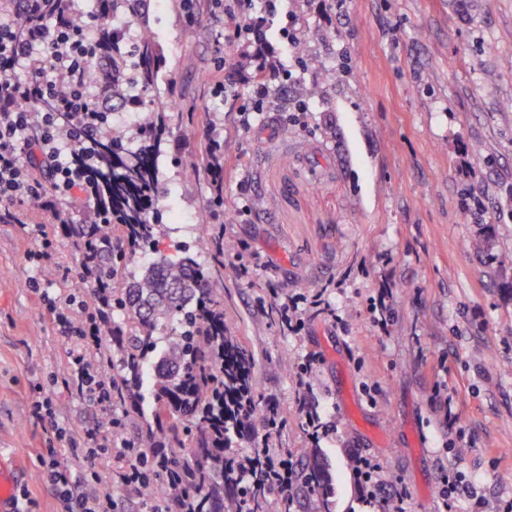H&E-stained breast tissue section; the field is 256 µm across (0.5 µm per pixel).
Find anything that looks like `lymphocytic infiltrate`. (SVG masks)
I'll list each match as a JSON object with an SVG mask.
<instances>
[{
	"label": "lymphocytic infiltrate",
	"mask_w": 512,
	"mask_h": 512,
	"mask_svg": "<svg viewBox=\"0 0 512 512\" xmlns=\"http://www.w3.org/2000/svg\"><path fill=\"white\" fill-rule=\"evenodd\" d=\"M5 2L15 20L0 23V68L19 69L23 75L0 78V206L27 198L53 213L74 192L94 193L92 172L99 161L94 146L103 131L104 110L84 84L83 66L108 35L99 33L93 43L83 38L73 24L78 0H61L48 22L38 15L41 0ZM225 15L241 47L231 77L261 74L257 92L265 94L268 80L280 72L263 43V14H253L252 0H231ZM47 99L53 100V110L37 111ZM40 301L61 335L71 340L69 385L78 396L110 408L112 381L91 362L101 343L100 316L86 311L74 317L45 293Z\"/></svg>",
	"instance_id": "obj_1"
}]
</instances>
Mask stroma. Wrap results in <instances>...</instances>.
Listing matches in <instances>:
<instances>
[{"label":"stroma","instance_id":"35a3bbf8","mask_svg":"<svg viewBox=\"0 0 512 512\" xmlns=\"http://www.w3.org/2000/svg\"><path fill=\"white\" fill-rule=\"evenodd\" d=\"M282 0L267 37L288 70L286 91L256 101L252 85L224 78L236 39L222 0H143L163 63L160 90L192 111L191 134L169 122L156 197L168 229L159 248L177 257L213 222L200 178L181 160L224 146V239L252 255L238 275L224 255L215 287L224 325L254 360L255 395L284 424L235 437L236 455L267 448L294 471L320 462L332 512H384L354 475L352 452L379 459L408 512H436L447 468L489 506L512 498V0ZM294 23L316 66H304L279 31ZM337 79L303 95L320 69ZM259 105L243 120L242 109ZM0 221V462L18 481L20 512H79L41 460L57 449L73 478L94 475L113 512H157L158 502L116 477L143 426L71 393L70 340L43 314L36 287L93 305L73 237L24 204ZM53 239L36 258L39 230ZM482 239L479 250L464 241ZM323 292L330 313L284 331L272 305ZM384 300L386 326L371 310ZM313 361L315 375L299 367ZM55 415L32 414L40 391ZM452 396L463 437L445 450ZM307 413H299V399ZM329 427L319 444L308 417ZM118 419L110 429V419ZM69 430L57 440L53 426ZM112 433V454L88 459V430ZM321 456L312 460L311 446Z\"/></svg>","mask_w":512,"mask_h":512}]
</instances>
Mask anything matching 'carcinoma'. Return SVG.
<instances>
[{
  "label": "carcinoma",
  "instance_id": "cac0c4a2",
  "mask_svg": "<svg viewBox=\"0 0 512 512\" xmlns=\"http://www.w3.org/2000/svg\"><path fill=\"white\" fill-rule=\"evenodd\" d=\"M97 2L98 15L123 12L139 37L129 48L128 36L112 30V42L86 61L85 80L102 87L108 64L114 80L103 97L125 98L130 79L149 90L160 54L139 10L140 0ZM166 109L182 111L174 100L146 107L142 127L158 129L153 114ZM97 151L102 157L97 204L85 222L71 224L69 230L77 237L80 269H91L95 278L102 339L111 349L100 357V365L117 372L112 389L129 414L143 409L140 390L149 386L152 425L137 447L187 449L181 459L146 455L143 494L166 497L169 512H182L191 502L198 505L197 512H241L246 500L254 504L253 512H291L290 500L271 496L272 474L263 464L247 473L224 466V448L237 421L261 414L273 424L280 422L274 410L260 409L251 396L253 360L241 339L224 328V295L213 287L214 274L224 267V252L233 245L219 231L206 238L205 247H185L177 258H160L141 276L119 284L129 254L157 251L164 234V224L152 213L166 149L158 133L130 149L125 129L108 125ZM116 313L123 315L119 324L112 321ZM297 482L322 498L323 512H331L330 488L321 469L299 474Z\"/></svg>",
  "mask_w": 512,
  "mask_h": 512
}]
</instances>
